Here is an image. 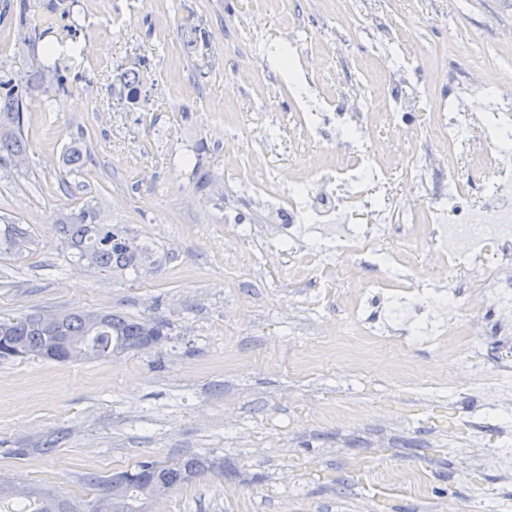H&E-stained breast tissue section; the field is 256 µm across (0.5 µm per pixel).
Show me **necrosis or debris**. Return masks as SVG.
<instances>
[{"label": "necrosis or debris", "instance_id": "1", "mask_svg": "<svg viewBox=\"0 0 512 512\" xmlns=\"http://www.w3.org/2000/svg\"><path fill=\"white\" fill-rule=\"evenodd\" d=\"M297 119L305 137L329 142L339 157L348 152L354 154L355 164L329 162L320 155L307 156L304 164L315 179L298 191L287 188L276 177L240 180L237 196L258 202L263 214L261 224H269L270 230L262 232L261 225L240 222L228 213L224 216L227 236L256 241L267 256L281 259L292 253L302 238L303 224L316 226L319 234L310 248L319 271L315 285L328 294L336 286L339 270L345 266L373 267V276L355 286V335L373 339L385 335L387 328L401 325L398 308L374 313L370 305L389 291L404 288L415 313L426 324L444 319L449 327L462 329L473 338L483 332L475 322L478 311L484 307L495 309L501 349L512 350V184L502 178L497 180L486 214L462 207L453 223L432 226L435 252L442 258L434 269L436 276L444 279L449 272L460 270L466 277L463 290L437 288L418 279L402 254L388 245L393 233L413 236L422 210L439 211L445 207L452 183L434 178V153L418 150L398 161H388L366 132L367 116L346 108L340 109L338 119L340 126L352 130L348 141L325 127L318 113L301 111ZM395 168L413 185V197L377 210L370 227L362 229L341 222L346 201L339 196V189L357 183L362 176L381 181ZM489 241L497 247L498 259L493 263L486 259L485 244Z\"/></svg>", "mask_w": 512, "mask_h": 512}]
</instances>
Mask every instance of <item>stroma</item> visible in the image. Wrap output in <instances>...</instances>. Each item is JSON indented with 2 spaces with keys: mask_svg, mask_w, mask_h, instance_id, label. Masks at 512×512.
Segmentation results:
<instances>
[{
  "mask_svg": "<svg viewBox=\"0 0 512 512\" xmlns=\"http://www.w3.org/2000/svg\"><path fill=\"white\" fill-rule=\"evenodd\" d=\"M81 25L85 52L60 61L83 82L25 100L29 151L23 171L0 169V224L27 228L23 253L0 249V317L97 310L168 323V342L111 361H0V478L94 498L88 476H109L143 461L207 455L235 471L210 473L171 492L152 512H494L512 503V383L498 409L490 384L470 381L449 397L461 361L493 363L496 337L473 341L453 329L438 341L409 340L403 360L434 373L426 388L398 373L340 357L350 344L353 270L330 298L304 261H273L257 247L226 242L224 210L259 223L236 195L258 170L311 181L302 163L328 144L304 140L292 121L298 96L319 112L327 97L368 96L384 155H403L401 132L427 134L438 103L466 98L478 119L451 145H436L458 179L449 203L482 207L486 168L472 152L479 118L493 109V80L512 83V0H39L41 37L21 45L0 29V70L19 75L46 40ZM301 42L290 47L286 33ZM389 30L407 80L386 82L373 44ZM249 70L250 82L231 78ZM140 72L136 95L120 72ZM279 127L272 153L255 142ZM235 135H225V127ZM79 144L80 173L66 175L65 151ZM236 168L224 165L225 156ZM209 170L197 188L193 164ZM411 188L389 180L355 197L353 224L372 221L370 201L398 200ZM91 205L160 257L145 277L69 263L55 230L61 214ZM351 407L353 418L329 411ZM54 447H46V440ZM419 469L422 495L381 480Z\"/></svg>",
  "mask_w": 512,
  "mask_h": 512,
  "instance_id": "obj_1",
  "label": "stroma"
}]
</instances>
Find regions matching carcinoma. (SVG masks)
I'll return each instance as SVG.
<instances>
[{
    "label": "carcinoma",
    "instance_id": "1",
    "mask_svg": "<svg viewBox=\"0 0 512 512\" xmlns=\"http://www.w3.org/2000/svg\"><path fill=\"white\" fill-rule=\"evenodd\" d=\"M28 0H0V24L13 25V34L23 44L35 42ZM31 66L37 73L44 92L54 89L64 91L68 83L83 81V75L62 71L46 59L32 57ZM30 94L29 84L13 75L0 76V169H19L28 159V143L24 135L23 98ZM58 231L65 247L79 263H86L101 271L123 278L128 273L136 275L149 272L156 264L155 252L120 224H102L92 207L72 211L58 224ZM30 234L18 224H7L0 232V247L20 252L27 247ZM48 322L38 313L0 319V359H17L14 342L22 341L30 351L39 350L51 336L61 332L64 336L81 340L86 348L82 359L106 360L140 350L141 337L149 329L155 335L165 336L166 325L160 320L130 317L118 313L98 311L61 312ZM183 469L156 476L153 464L142 462L124 471L129 477L126 487V504L132 505L147 491L150 484L162 480L176 489L189 483L187 474L200 472L211 459L193 455L182 459ZM42 495L52 494V489H41ZM42 495L24 498L1 496L0 504L8 501L19 506L16 512H47Z\"/></svg>",
    "mask_w": 512,
    "mask_h": 512
}]
</instances>
